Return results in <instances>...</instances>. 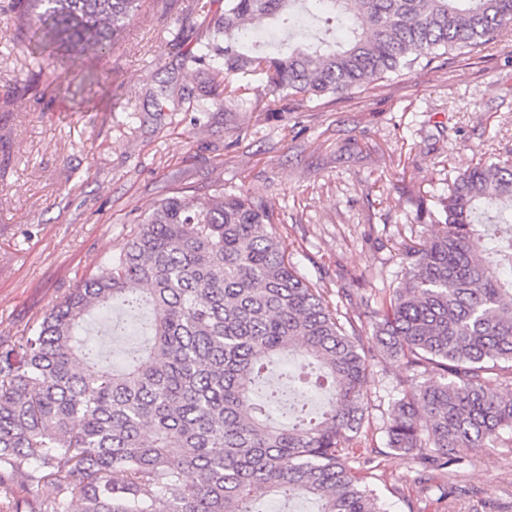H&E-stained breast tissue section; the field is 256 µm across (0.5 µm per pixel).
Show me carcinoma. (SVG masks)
<instances>
[{
    "label": "carcinoma",
    "instance_id": "1",
    "mask_svg": "<svg viewBox=\"0 0 512 512\" xmlns=\"http://www.w3.org/2000/svg\"><path fill=\"white\" fill-rule=\"evenodd\" d=\"M18 2L32 50L64 64L115 45L144 7ZM206 27L192 58L217 64L224 97L258 74L303 104L443 53L478 55L512 36V0H224ZM439 205L401 253L371 343L411 372L388 448L444 469L463 448L512 447V158L477 161ZM280 224L247 192H172L118 255L0 339V491L47 488L29 512H255L275 492L317 512H382L351 466L368 401L360 332L293 269ZM94 312L112 341L136 327L147 340L112 362V346L87 336ZM282 355L310 371L272 382ZM314 389L328 393L317 416Z\"/></svg>",
    "mask_w": 512,
    "mask_h": 512
}]
</instances>
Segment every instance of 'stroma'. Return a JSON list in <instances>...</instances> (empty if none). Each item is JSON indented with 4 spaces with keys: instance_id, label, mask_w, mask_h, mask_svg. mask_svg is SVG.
Masks as SVG:
<instances>
[{
    "instance_id": "obj_1",
    "label": "stroma",
    "mask_w": 512,
    "mask_h": 512,
    "mask_svg": "<svg viewBox=\"0 0 512 512\" xmlns=\"http://www.w3.org/2000/svg\"><path fill=\"white\" fill-rule=\"evenodd\" d=\"M224 0H150L119 47L66 73L33 58L14 0H0V336H17L124 247L166 192L224 185L279 215L288 259L370 340L402 280L400 251L478 159L512 153V39L315 106L268 110L262 76L225 99L189 48ZM105 76L104 85L89 75ZM207 111H196L197 102ZM405 368L371 352L355 456L384 512H512V447L465 451L426 473L389 450Z\"/></svg>"
}]
</instances>
